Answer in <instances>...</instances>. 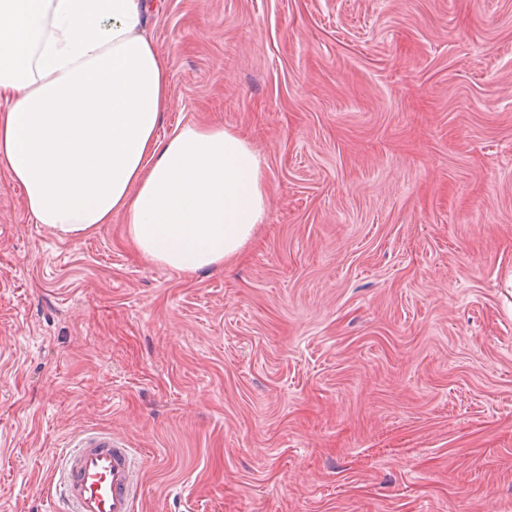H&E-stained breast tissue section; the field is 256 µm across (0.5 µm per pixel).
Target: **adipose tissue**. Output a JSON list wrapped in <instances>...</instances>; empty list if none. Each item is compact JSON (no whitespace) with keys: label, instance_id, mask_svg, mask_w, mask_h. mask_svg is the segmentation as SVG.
Masks as SVG:
<instances>
[{"label":"adipose tissue","instance_id":"1","mask_svg":"<svg viewBox=\"0 0 512 512\" xmlns=\"http://www.w3.org/2000/svg\"><path fill=\"white\" fill-rule=\"evenodd\" d=\"M149 0H0V169L26 212L78 238L121 215L134 247L195 273L267 218L262 159L214 125L159 138L170 69Z\"/></svg>","mask_w":512,"mask_h":512}]
</instances>
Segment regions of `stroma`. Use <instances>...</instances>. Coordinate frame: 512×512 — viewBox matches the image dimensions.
I'll list each match as a JSON object with an SVG mask.
<instances>
[{"mask_svg":"<svg viewBox=\"0 0 512 512\" xmlns=\"http://www.w3.org/2000/svg\"><path fill=\"white\" fill-rule=\"evenodd\" d=\"M158 130L264 160L242 252L79 239L0 170V512L83 432L135 512H512V0H161Z\"/></svg>","mask_w":512,"mask_h":512,"instance_id":"obj_1","label":"stroma"}]
</instances>
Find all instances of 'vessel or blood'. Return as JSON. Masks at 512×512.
<instances>
[{
  "mask_svg": "<svg viewBox=\"0 0 512 512\" xmlns=\"http://www.w3.org/2000/svg\"><path fill=\"white\" fill-rule=\"evenodd\" d=\"M62 464L66 512H134L139 472L120 438L108 432L78 437Z\"/></svg>",
  "mask_w": 512,
  "mask_h": 512,
  "instance_id": "vessel-or-blood-1",
  "label": "vessel or blood"
}]
</instances>
